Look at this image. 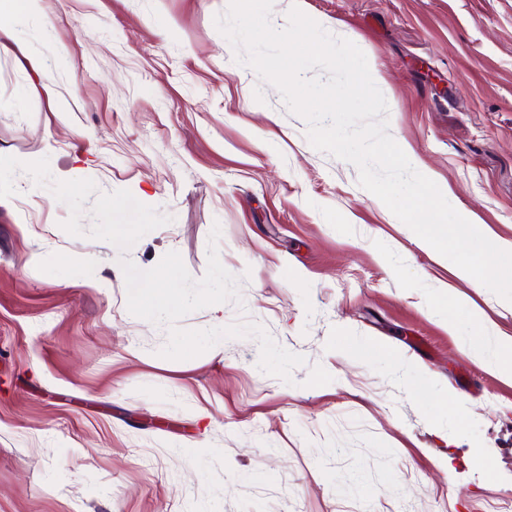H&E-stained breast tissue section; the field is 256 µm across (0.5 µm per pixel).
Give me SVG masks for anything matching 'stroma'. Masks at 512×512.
<instances>
[{"label":"stroma","instance_id":"obj_1","mask_svg":"<svg viewBox=\"0 0 512 512\" xmlns=\"http://www.w3.org/2000/svg\"><path fill=\"white\" fill-rule=\"evenodd\" d=\"M52 5L0 55V512H501L512 380L475 324L512 303L311 146L228 0ZM302 10L512 241V0Z\"/></svg>","mask_w":512,"mask_h":512}]
</instances>
